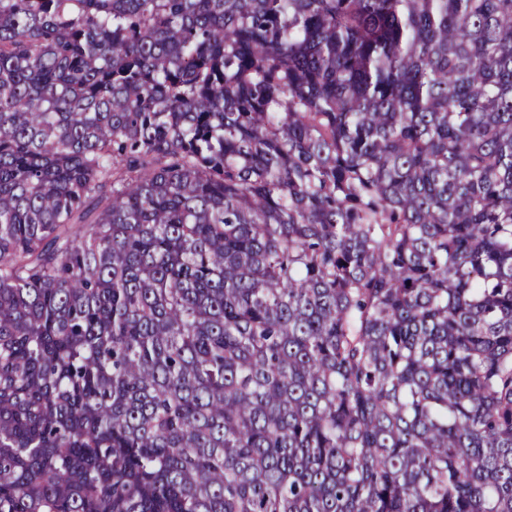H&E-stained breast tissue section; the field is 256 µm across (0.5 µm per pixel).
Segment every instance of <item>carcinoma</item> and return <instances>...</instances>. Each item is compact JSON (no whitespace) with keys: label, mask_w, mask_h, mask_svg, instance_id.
Masks as SVG:
<instances>
[{"label":"carcinoma","mask_w":512,"mask_h":512,"mask_svg":"<svg viewBox=\"0 0 512 512\" xmlns=\"http://www.w3.org/2000/svg\"><path fill=\"white\" fill-rule=\"evenodd\" d=\"M0 512H512V0H0Z\"/></svg>","instance_id":"1"}]
</instances>
